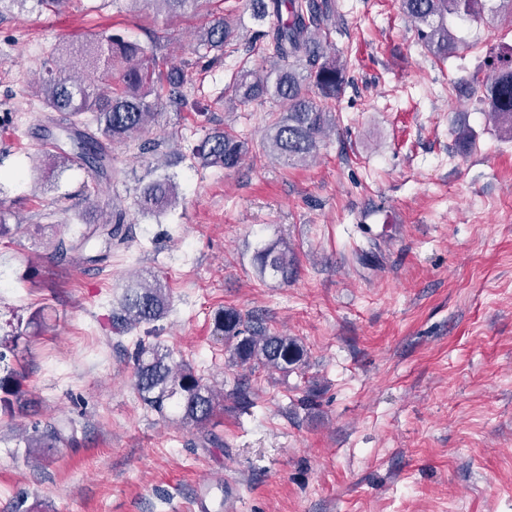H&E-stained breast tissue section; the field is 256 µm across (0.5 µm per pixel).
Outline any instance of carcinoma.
I'll return each instance as SVG.
<instances>
[{"mask_svg": "<svg viewBox=\"0 0 512 512\" xmlns=\"http://www.w3.org/2000/svg\"><path fill=\"white\" fill-rule=\"evenodd\" d=\"M145 3L158 13H184L197 8L199 0H129ZM488 0H401L407 19L413 23L418 40L435 57L445 60L458 49L459 38L450 29V15L470 22L484 20ZM252 16L263 21L269 16L277 24L258 32L265 55L276 62L269 71L241 66L230 78L227 90L240 103L272 100L284 111L275 114L264 142L265 150L296 165H306L318 154L320 144L335 127L332 107L344 93L346 63L325 51L326 30L336 13L334 0H249ZM235 30L230 17H219L205 28L193 47L200 59L212 66L221 60V51ZM79 64V75L71 74L53 60L38 82L40 101L49 112H66V127L72 141L69 148L52 147L42 153V177L50 180L60 167L85 169L95 177L104 172L109 159L103 140L126 142L145 132L158 116L157 109L169 102L189 104L190 79L186 66H173L166 74L155 72L153 53L122 35L92 34L72 48ZM495 77L487 89L491 115L500 119L512 133V57L500 58ZM315 94H310V91ZM246 141L228 129H215L192 150L194 159L207 166L235 169L246 159ZM174 176L150 172L138 181L136 206L143 216H159L176 202ZM82 231L73 238L60 237L53 243L55 254L65 258L87 249L97 250L89 257L99 261L112 249L130 241L125 225L126 212L112 206L104 215L94 203L78 213ZM255 276L288 281L295 270L293 252L286 243L273 241L255 251L251 259ZM169 308L166 288L156 278L128 277L124 292L112 310L113 326L130 332L141 325L165 317ZM214 332L231 346L235 360L286 372L300 362L304 350L286 335L267 333L256 318H244L234 308L215 313ZM136 389L145 406L163 412L175 402L179 421L205 425L224 397L184 362H175L171 353L158 343L139 340L132 355ZM21 396L18 373L0 366V412L14 411ZM59 424L32 427L21 442L29 455L74 441V435Z\"/></svg>", "mask_w": 512, "mask_h": 512, "instance_id": "carcinoma-1", "label": "carcinoma"}]
</instances>
